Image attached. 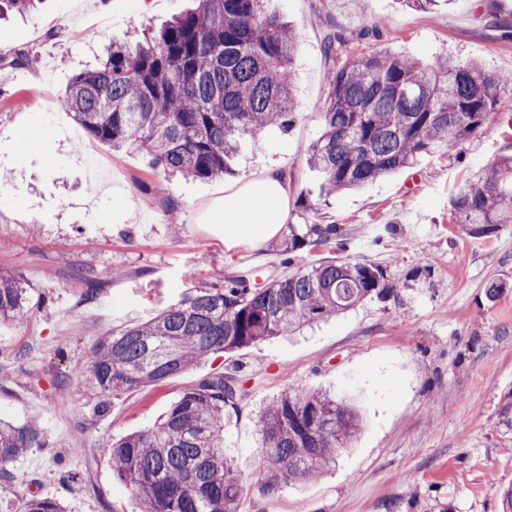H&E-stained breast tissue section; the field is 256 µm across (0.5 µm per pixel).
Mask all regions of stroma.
Wrapping results in <instances>:
<instances>
[{
	"mask_svg": "<svg viewBox=\"0 0 512 512\" xmlns=\"http://www.w3.org/2000/svg\"><path fill=\"white\" fill-rule=\"evenodd\" d=\"M195 0H45L0 21V271L18 277L32 311L0 325V418L37 424L39 446L0 481V512L36 494L68 512H140L100 448L153 427L207 374L236 373L249 392L224 418V444L241 479L258 457L256 422L282 390L361 396L363 428L353 448L313 482L273 496L244 495L238 512H499L512 485V226L489 238L453 223L448 197L499 156L512 127L493 119L474 138L412 168L329 202L303 206L306 157L331 93L324 41L337 26L382 20L379 39L353 43L430 62L447 54L512 72V0H268L296 25L298 59L289 130L247 141L234 175L170 180L141 151L91 139L58 105L72 76L114 41L194 7ZM34 62L13 68L14 50ZM262 167L288 190L291 224H336L340 244L282 250L283 236L227 245L204 224L217 190ZM359 258L393 288L383 300L300 334L210 355L193 369L107 403L83 386L87 357L104 335L156 315L212 270L287 275L289 261L318 265ZM99 278L94 302L88 278Z\"/></svg>",
	"mask_w": 512,
	"mask_h": 512,
	"instance_id": "obj_1",
	"label": "stroma"
}]
</instances>
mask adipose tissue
I'll return each instance as SVG.
<instances>
[{
    "instance_id": "ef3b65f1",
    "label": "adipose tissue",
    "mask_w": 512,
    "mask_h": 512,
    "mask_svg": "<svg viewBox=\"0 0 512 512\" xmlns=\"http://www.w3.org/2000/svg\"><path fill=\"white\" fill-rule=\"evenodd\" d=\"M287 211L284 179L275 169L266 168L215 197L203 221L223 235L225 244L258 245L282 231Z\"/></svg>"
}]
</instances>
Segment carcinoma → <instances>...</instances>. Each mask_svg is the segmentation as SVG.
Instances as JSON below:
<instances>
[{
    "label": "carcinoma",
    "instance_id": "obj_1",
    "mask_svg": "<svg viewBox=\"0 0 512 512\" xmlns=\"http://www.w3.org/2000/svg\"><path fill=\"white\" fill-rule=\"evenodd\" d=\"M43 0H0V16L29 13ZM381 25L336 29L324 45L336 65L321 130L306 158L304 205L325 201L417 164L512 112V73L440 56L431 63L389 50L354 56L356 39L380 38ZM296 29L264 0H196L135 47L114 42L97 65L73 76L60 105L97 142L151 156L163 180H202L228 172L243 136L296 119L292 73ZM453 222L474 237L512 224V155H503L448 197ZM284 252L341 237L336 224L288 226ZM391 293L383 270L365 260L307 265L264 284L213 277L155 316L103 336L88 356L84 385L93 399L117 398L304 326L329 321L364 300ZM27 289L0 273V324L25 319ZM248 393L222 371L202 379L158 425L102 447L112 473L141 512H237L244 489L270 496L305 484L336 463L360 430L354 403L323 391H284L258 416L261 452L244 486L224 453V411ZM40 444L36 426L0 419V476ZM20 512H66L32 495Z\"/></svg>",
    "mask_w": 512,
    "mask_h": 512
}]
</instances>
